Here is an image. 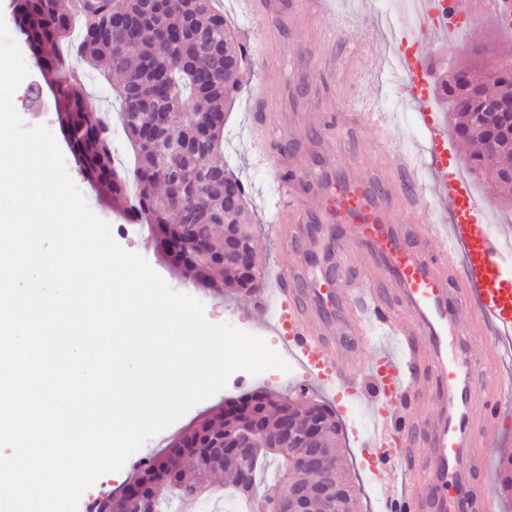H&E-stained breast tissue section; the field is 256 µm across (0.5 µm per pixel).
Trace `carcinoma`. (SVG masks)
<instances>
[{
    "mask_svg": "<svg viewBox=\"0 0 512 512\" xmlns=\"http://www.w3.org/2000/svg\"><path fill=\"white\" fill-rule=\"evenodd\" d=\"M14 21L54 100L66 146L99 201L130 224L148 225L177 274L216 294L260 293L263 280L240 271L239 254H255V243L244 187L224 164L223 148L224 114L236 90L232 74L245 51L213 0H16ZM75 60L98 71L120 102L133 148V194L115 162L112 126L88 108ZM441 89L452 132L470 143L469 169L487 171L501 191L512 192V112L492 106L512 100V70L475 85L446 81ZM286 421L296 435L291 443L281 431ZM241 422L262 437L247 462L187 447L201 435L230 438ZM313 429L320 464L303 478L329 496L347 491V512H357V490L336 448L342 432L336 411L263 390L216 408L139 471L134 481L163 488L155 502L118 496L110 508L169 512L174 499L193 505L222 472L246 512H280L283 483L297 477ZM271 462L279 476L267 483Z\"/></svg>",
    "mask_w": 512,
    "mask_h": 512,
    "instance_id": "cac0c4a2",
    "label": "carcinoma"
}]
</instances>
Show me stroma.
<instances>
[{
	"mask_svg": "<svg viewBox=\"0 0 512 512\" xmlns=\"http://www.w3.org/2000/svg\"><path fill=\"white\" fill-rule=\"evenodd\" d=\"M277 2L275 14L268 16L258 29L251 23L247 0H216L248 51L249 70L224 125V159L245 186L256 251L265 270L307 262L305 253L278 248L269 236L268 226L282 206L277 191L282 165L306 167L314 174L327 170L339 178L356 170L378 185H398L404 183L405 177L385 156V141L391 138L398 146L410 144L420 152L427 136L426 130L415 124L409 101L399 100L394 110L385 107L387 98L395 92L397 78L375 70L378 58L391 55L390 32L380 15L382 0H329L328 13L313 22L293 12L290 0ZM472 2L477 13L473 35H455L430 49L436 77L448 76L457 65L479 64L481 57L475 55V48H484L490 55L499 45L512 43V29L500 27L494 14L484 8L483 0ZM365 40L373 47L368 56L355 51L356 44ZM86 80L89 108L112 114L119 158L128 160L131 150L125 141L118 106L111 104L108 88L97 72H89ZM13 104L26 125L57 131L53 101L41 87L37 68H30L13 95ZM369 110L386 112L385 128L364 121L362 114ZM65 164L89 208L110 223L114 240L126 251L141 254L172 289L200 300L209 322H226L239 330L261 334L268 344H278L276 332L258 330L254 322L266 305V297L216 295L180 277L154 255L146 225L127 223L101 206L73 158H66ZM256 389L291 396L303 391L308 398L333 406L342 424L340 446L358 490L361 512H383L382 497L369 493L372 460L359 447L361 434L354 426L355 419L363 417V409L353 405L346 395L333 397L308 386L303 374L288 377L275 369L228 381L224 389L147 439L126 461L120 476L105 475L83 492L78 512H87L86 503L104 494L119 492L120 480H131L143 463L207 411Z\"/></svg>",
	"mask_w": 512,
	"mask_h": 512,
	"instance_id": "1",
	"label": "stroma"
}]
</instances>
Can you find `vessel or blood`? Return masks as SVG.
Wrapping results in <instances>:
<instances>
[{
  "label": "vessel or blood",
  "instance_id": "vessel-or-blood-1",
  "mask_svg": "<svg viewBox=\"0 0 512 512\" xmlns=\"http://www.w3.org/2000/svg\"><path fill=\"white\" fill-rule=\"evenodd\" d=\"M448 22L424 16L420 50L401 61L408 74L399 94L415 103L434 162L421 169L416 152L387 143L397 168L420 175L434 202L416 210L413 229L398 228L390 194L362 174L340 192L322 195L307 220L273 224V240L316 255L318 269L279 268L267 274L269 305L284 347L325 389L344 388L365 406L372 432L362 447L380 451L388 512H498L487 479H475L512 410V278L504 276V243L476 206L458 170L462 158L434 115L431 59L426 47L450 37L453 20L471 13L470 0H445ZM449 205L451 223L434 217ZM359 242L369 263L359 285L347 278L348 246ZM382 275L391 291L372 288ZM467 340H459L460 331ZM356 337L367 349L364 373L341 362L340 348ZM457 337L449 347V337ZM481 376L498 411L477 418L474 376Z\"/></svg>",
  "mask_w": 512,
  "mask_h": 512
}]
</instances>
